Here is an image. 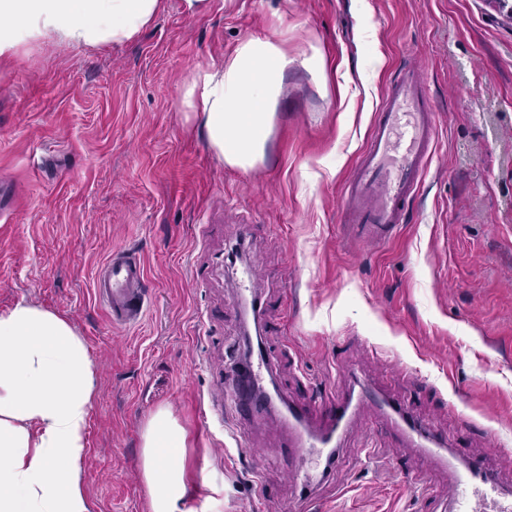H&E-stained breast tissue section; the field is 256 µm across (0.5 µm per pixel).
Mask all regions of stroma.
Here are the masks:
<instances>
[{
    "mask_svg": "<svg viewBox=\"0 0 512 512\" xmlns=\"http://www.w3.org/2000/svg\"><path fill=\"white\" fill-rule=\"evenodd\" d=\"M250 37L295 59L316 44L325 69L289 66L265 157L244 171L216 157L183 91ZM410 65L435 153L409 223L375 241L345 223V185ZM121 247L147 275L130 329L94 294ZM21 302L87 344L91 512H150L140 431L161 406L187 431L183 512H448L447 468L366 399L304 498L287 419H240L226 395L247 323L286 404L411 402L441 454L485 460L512 493V451L494 449L512 444V19L490 0H210L195 16L163 0L124 43L22 49L0 64V312Z\"/></svg>",
    "mask_w": 512,
    "mask_h": 512,
    "instance_id": "35a3bbf8",
    "label": "stroma"
}]
</instances>
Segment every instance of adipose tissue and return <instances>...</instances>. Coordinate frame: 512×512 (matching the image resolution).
<instances>
[{"label": "adipose tissue", "mask_w": 512, "mask_h": 512, "mask_svg": "<svg viewBox=\"0 0 512 512\" xmlns=\"http://www.w3.org/2000/svg\"><path fill=\"white\" fill-rule=\"evenodd\" d=\"M162 0H0V63L24 47L120 44L150 25ZM279 42L250 37L185 90L220 161L249 169L264 157L283 77ZM95 390L81 336L63 318L26 303L0 313V512H90L83 483ZM151 512H181L187 433L168 407L141 431Z\"/></svg>", "instance_id": "ef3b65f1"}]
</instances>
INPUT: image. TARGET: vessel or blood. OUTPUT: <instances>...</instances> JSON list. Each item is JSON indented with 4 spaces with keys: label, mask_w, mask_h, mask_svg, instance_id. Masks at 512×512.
Here are the masks:
<instances>
[{
    "label": "vessel or blood",
    "mask_w": 512,
    "mask_h": 512,
    "mask_svg": "<svg viewBox=\"0 0 512 512\" xmlns=\"http://www.w3.org/2000/svg\"><path fill=\"white\" fill-rule=\"evenodd\" d=\"M437 121L427 99V87L418 68L401 69L392 80L367 144L346 182L345 208L348 221L365 226L378 241L389 239L406 220V203L422 181L432 154ZM145 267L139 255L124 249L112 251L95 277L99 303L113 325L137 322L147 305L143 285ZM268 364L267 354H259L257 366L231 377L235 410L240 417L252 415L255 403L250 386L257 367ZM318 412L320 432L302 431L311 412ZM352 403L330 398L311 406L290 408L295 427V456L290 475L296 485L307 487V462L312 448L330 444L342 424L348 423ZM452 512H512V498L498 488L482 459H470L465 472L451 480Z\"/></svg>",
    "instance_id": "vessel-or-blood-1"
}]
</instances>
